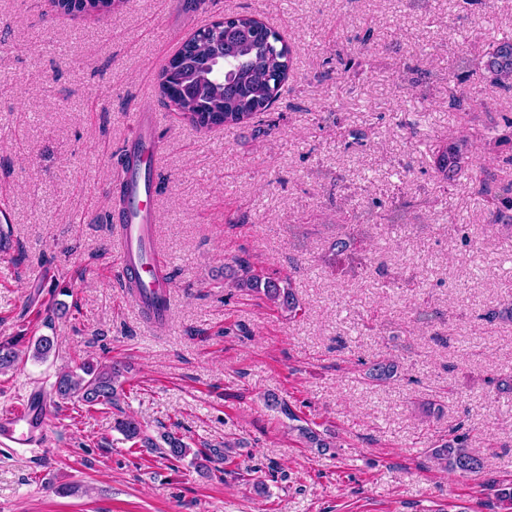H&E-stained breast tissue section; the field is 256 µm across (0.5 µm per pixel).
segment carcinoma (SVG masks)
<instances>
[{
    "mask_svg": "<svg viewBox=\"0 0 512 512\" xmlns=\"http://www.w3.org/2000/svg\"><path fill=\"white\" fill-rule=\"evenodd\" d=\"M123 0H57L58 8L68 14L106 16L119 8ZM292 67V50L281 35L264 22L249 14L225 16L222 23H211L196 30L186 40L162 70L158 85L163 103L200 131L213 127L235 128L251 123L276 101L282 84ZM481 67L502 88L512 89V38L505 37L492 46L481 58ZM468 140L463 135L434 148L436 173L445 183L455 179L461 170V146ZM512 143V118H504V128L485 142L499 147ZM489 197L492 215L500 221L512 211V188L492 189L481 184ZM351 234L338 233L331 245L332 255L342 260L351 255ZM232 287L248 290L265 297L270 303L295 317L301 305L295 295L290 277L273 278L246 260L230 274ZM18 352L11 341H0V371L15 366ZM398 372V364L389 358L374 360L366 378L375 385L389 383ZM119 365L83 361L75 370L58 374L49 394L55 407L69 401L82 402L89 407L110 405L118 407L123 394ZM115 428L128 441L145 447L155 446L144 434L141 424L131 416L115 419ZM295 430L307 448H331L333 443L309 426ZM163 454L181 460L191 448L183 438L163 435ZM230 443L224 450L214 448L205 456L208 470L224 473L220 464L229 460ZM430 457L444 469L459 474H475L482 467L475 450L464 445V437L451 430L429 449Z\"/></svg>",
    "mask_w": 512,
    "mask_h": 512,
    "instance_id": "carcinoma-1",
    "label": "carcinoma"
}]
</instances>
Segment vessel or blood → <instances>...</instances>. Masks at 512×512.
Masks as SVG:
<instances>
[{
	"instance_id": "1",
	"label": "vessel or blood",
	"mask_w": 512,
	"mask_h": 512,
	"mask_svg": "<svg viewBox=\"0 0 512 512\" xmlns=\"http://www.w3.org/2000/svg\"><path fill=\"white\" fill-rule=\"evenodd\" d=\"M157 128L155 112L142 108L132 113V132L126 144L131 161L121 170L124 204L113 228L119 275L124 284L131 286L147 323L153 325L167 320L172 302L171 284L164 275L169 258L153 242L154 170L162 149ZM47 419L46 405L30 401L19 404L0 415V442L30 445L45 430Z\"/></svg>"
}]
</instances>
